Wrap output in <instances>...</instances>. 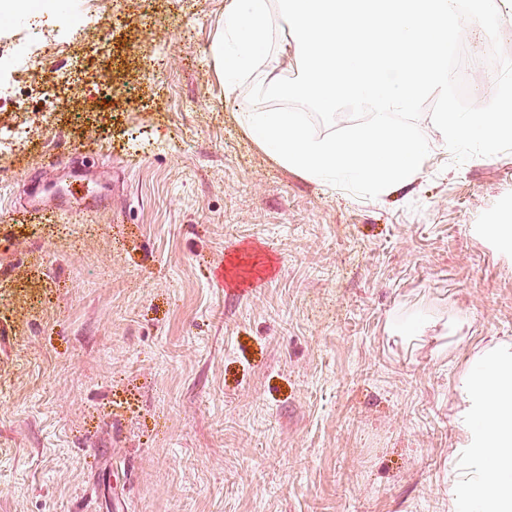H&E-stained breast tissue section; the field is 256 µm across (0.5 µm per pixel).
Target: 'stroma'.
Wrapping results in <instances>:
<instances>
[{
	"mask_svg": "<svg viewBox=\"0 0 512 512\" xmlns=\"http://www.w3.org/2000/svg\"><path fill=\"white\" fill-rule=\"evenodd\" d=\"M0 97V512H449L455 388L512 337V153L360 198L280 165L210 46L225 0H67ZM64 77L60 97L45 80ZM55 113L51 123L41 113Z\"/></svg>",
	"mask_w": 512,
	"mask_h": 512,
	"instance_id": "1",
	"label": "stroma"
}]
</instances>
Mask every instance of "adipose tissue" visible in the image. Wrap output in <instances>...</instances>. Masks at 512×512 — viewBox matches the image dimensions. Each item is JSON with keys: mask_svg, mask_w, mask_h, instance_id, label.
Here are the masks:
<instances>
[{"mask_svg": "<svg viewBox=\"0 0 512 512\" xmlns=\"http://www.w3.org/2000/svg\"><path fill=\"white\" fill-rule=\"evenodd\" d=\"M456 392L466 408L448 474L452 512H512V343L474 356Z\"/></svg>", "mask_w": 512, "mask_h": 512, "instance_id": "adipose-tissue-1", "label": "adipose tissue"}]
</instances>
